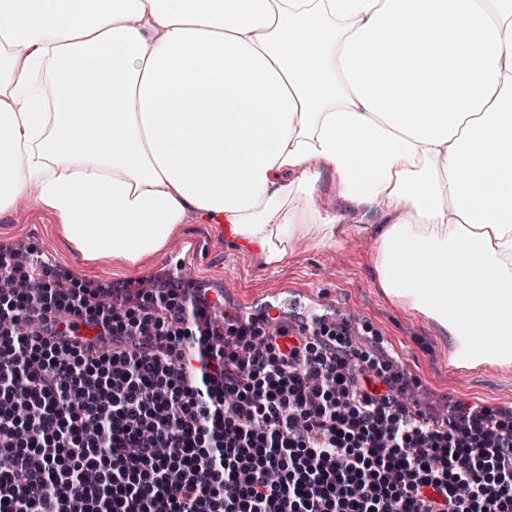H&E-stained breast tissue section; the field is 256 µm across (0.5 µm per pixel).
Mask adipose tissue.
<instances>
[{"label": "adipose tissue", "instance_id": "ef3b65f1", "mask_svg": "<svg viewBox=\"0 0 512 512\" xmlns=\"http://www.w3.org/2000/svg\"><path fill=\"white\" fill-rule=\"evenodd\" d=\"M326 171L450 366L511 364L512 0H0V214L85 262L191 220L267 265L336 244Z\"/></svg>", "mask_w": 512, "mask_h": 512}]
</instances>
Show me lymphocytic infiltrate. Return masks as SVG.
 <instances>
[{"instance_id":"1","label":"lymphocytic infiltrate","mask_w":512,"mask_h":512,"mask_svg":"<svg viewBox=\"0 0 512 512\" xmlns=\"http://www.w3.org/2000/svg\"><path fill=\"white\" fill-rule=\"evenodd\" d=\"M13 272L0 258V512H512V422L412 419L346 327L285 348L265 316L212 334L174 288L121 314Z\"/></svg>"}]
</instances>
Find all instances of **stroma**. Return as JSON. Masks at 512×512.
I'll list each match as a JSON object with an SVG mask.
<instances>
[{"instance_id":"stroma-1","label":"stroma","mask_w":512,"mask_h":512,"mask_svg":"<svg viewBox=\"0 0 512 512\" xmlns=\"http://www.w3.org/2000/svg\"><path fill=\"white\" fill-rule=\"evenodd\" d=\"M366 221V230L337 244L296 246L276 266L232 245L212 225L189 223L176 230L162 252L132 266L117 248L85 263L60 236L56 217L30 206L0 215V251L13 252L20 243L35 248L68 287L87 289L95 301L109 299L112 288L120 287L123 303L132 307L156 282L177 278L187 288L207 291L220 324L243 313L264 312L299 325L313 316L343 320L360 350L406 377L403 401L411 413L436 419L449 404L463 402L511 419L512 365L449 366L447 338L381 288L375 272L377 219L370 215Z\"/></svg>"}]
</instances>
